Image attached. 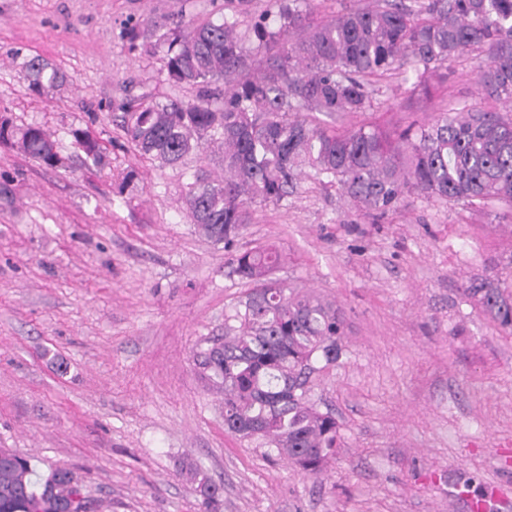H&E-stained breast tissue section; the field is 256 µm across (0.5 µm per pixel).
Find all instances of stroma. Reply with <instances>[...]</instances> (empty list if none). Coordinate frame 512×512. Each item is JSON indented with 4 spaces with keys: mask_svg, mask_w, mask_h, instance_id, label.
I'll use <instances>...</instances> for the list:
<instances>
[{
    "mask_svg": "<svg viewBox=\"0 0 512 512\" xmlns=\"http://www.w3.org/2000/svg\"><path fill=\"white\" fill-rule=\"evenodd\" d=\"M278 0H0V109L56 140L69 168L0 146V448L39 472L73 471L86 512H203L192 460L223 488L220 512H512V334L471 302L474 280L512 277V207L414 196L381 216L338 185L302 177L278 203L251 204L237 249L274 244L286 287L331 300L345 320L336 362L309 387L340 426L311 476L261 440L224 428V396L196 363L251 291L230 253L192 224L184 187L203 152L177 168L138 156L121 122L133 96L189 98L160 55L129 53L128 24L225 14L276 16ZM69 77L37 98L23 58ZM370 109L314 122L395 134L483 97L464 55L419 82L373 78ZM91 130L106 163L85 167L71 130Z\"/></svg>",
    "mask_w": 512,
    "mask_h": 512,
    "instance_id": "35a3bbf8",
    "label": "stroma"
}]
</instances>
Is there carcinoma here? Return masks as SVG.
<instances>
[{
    "mask_svg": "<svg viewBox=\"0 0 512 512\" xmlns=\"http://www.w3.org/2000/svg\"><path fill=\"white\" fill-rule=\"evenodd\" d=\"M310 0H282L277 25L260 17L239 29L234 17L152 25L141 41L137 24L125 28L129 50L163 53L166 81L191 87L187 100L133 99L122 128L137 152L176 168L208 147L224 154V175L206 171L186 184L185 204L199 233L234 246L249 223L248 205L278 203L295 188L302 169L340 185L366 212L383 215L402 198L485 205L512 203V0H376L371 7L309 21ZM478 53L486 98L409 127L398 144L373 127L328 131L307 112L345 114L372 106L369 79L411 66L428 72L463 53ZM22 70L33 94L60 90L67 76L49 59L28 58ZM224 83V91L214 88ZM86 162L104 161L99 140L71 130ZM0 145L47 168L68 166L51 134L19 126L0 111ZM285 260L275 245L235 256L231 274L254 283L224 324V342L197 353L212 387L224 394V426L244 440L264 439L273 451L311 475L323 472L339 447L336 418L307 396L320 360L339 357L344 336L336 304L288 289L273 279ZM480 310L512 332V290L477 281L466 288ZM206 512H219L221 487L193 463ZM78 481L65 468L37 474L27 456L0 448V512H85Z\"/></svg>",
    "mask_w": 512,
    "mask_h": 512,
    "instance_id": "cac0c4a2",
    "label": "carcinoma"
}]
</instances>
